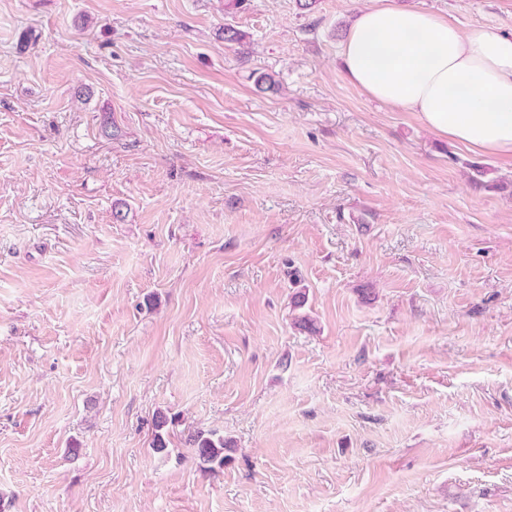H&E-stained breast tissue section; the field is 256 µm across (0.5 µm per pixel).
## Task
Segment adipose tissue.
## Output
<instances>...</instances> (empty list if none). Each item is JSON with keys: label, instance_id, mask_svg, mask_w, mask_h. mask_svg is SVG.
Wrapping results in <instances>:
<instances>
[{"label": "adipose tissue", "instance_id": "adipose-tissue-1", "mask_svg": "<svg viewBox=\"0 0 512 512\" xmlns=\"http://www.w3.org/2000/svg\"><path fill=\"white\" fill-rule=\"evenodd\" d=\"M353 84L468 149L512 157V33L371 0L341 45Z\"/></svg>", "mask_w": 512, "mask_h": 512}]
</instances>
